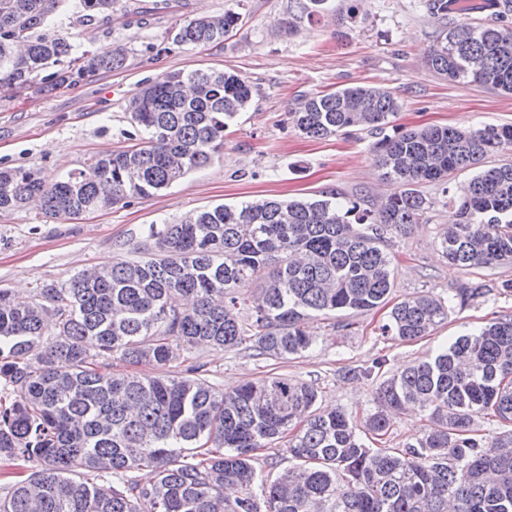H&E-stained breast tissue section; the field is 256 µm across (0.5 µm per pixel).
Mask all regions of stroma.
I'll use <instances>...</instances> for the list:
<instances>
[{
  "label": "stroma",
  "mask_w": 512,
  "mask_h": 512,
  "mask_svg": "<svg viewBox=\"0 0 512 512\" xmlns=\"http://www.w3.org/2000/svg\"><path fill=\"white\" fill-rule=\"evenodd\" d=\"M292 0H116L111 16L81 24L75 16L57 19L54 31L78 47L108 54L128 52L124 68L102 72L70 87L0 97V168L34 166L51 180L83 168L106 151L137 143L126 105L148 80L172 71L216 69L235 72L254 87L253 99L227 131L219 160L192 171L147 198L84 214L48 219L31 207L0 214V290L30 303L38 288L64 286L87 268L119 257L145 259L152 252L146 230L175 224L186 214L253 198L311 199L336 189L380 200L395 191L383 180L371 152L376 140L366 130L312 140L302 136L291 114L303 97L348 86H380L397 97L395 123L402 129L428 125L470 127L512 125V96L473 83H452L430 71L426 57L444 25L429 15L423 0H330L323 15L301 20L294 30L281 21ZM240 13L241 23L222 45L193 47L175 42L186 21L202 15ZM470 172L453 176L448 188L421 185L432 202L421 224L395 239L398 258L393 300L420 293L447 296L463 281L490 285L512 279V268L463 269L448 263L436 241L454 219L447 190H458ZM512 314V295L491 293L453 309L432 336L400 342L383 338L379 310L360 316L351 330L323 317L308 319L314 339L303 355L287 360L232 350L195 348L165 372L180 375L187 361L202 365L205 376L225 390L272 374L313 384L320 409L340 407L355 420L374 407L377 378L349 379L348 369L384 360V369L401 367L434 353L449 337Z\"/></svg>",
  "instance_id": "1"
}]
</instances>
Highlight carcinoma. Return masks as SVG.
<instances>
[{
	"label": "carcinoma",
	"instance_id": "obj_1",
	"mask_svg": "<svg viewBox=\"0 0 512 512\" xmlns=\"http://www.w3.org/2000/svg\"><path fill=\"white\" fill-rule=\"evenodd\" d=\"M328 0H306L302 16ZM426 0L427 12L454 19L426 64L450 82L512 95V25L505 15L472 17V0ZM115 0H0V89L12 93L68 87L127 55L77 49L50 33L55 18L83 21L112 13ZM240 14L191 19L175 40L220 44ZM253 97L242 76L170 72L127 103L143 136L92 157L66 178L35 167L0 169V212L41 197V214L73 218L132 197H149L209 164L224 133ZM398 99L385 88L350 86L306 98L292 123L318 140L361 127L379 135L373 156L401 186L379 205L329 191L317 200L255 199L195 210L177 224H151L154 253L118 259L62 287L45 285L18 305L0 291V512H512V315L496 316L422 361L380 374L374 411L363 425L346 410L317 407L318 391L286 375L222 391L189 366L182 376L103 372L118 360L161 369L176 347L225 350L249 345L286 360L313 345L312 316L354 318L389 303L394 239L425 219L431 201L418 186H443L472 170L443 227L439 246L463 268L512 267V126L393 128ZM392 133H387V129ZM490 294L461 282L448 299L430 294L395 303L380 335L426 338L448 312ZM37 356V365L29 357ZM408 406L425 411L423 435L392 452L369 436L391 435ZM497 418L502 431L479 433ZM288 438L298 461L275 479H258L252 453ZM34 470L23 474V464ZM150 468L153 482L135 472ZM263 506H258L255 490Z\"/></svg>",
	"mask_w": 512,
	"mask_h": 512
}]
</instances>
